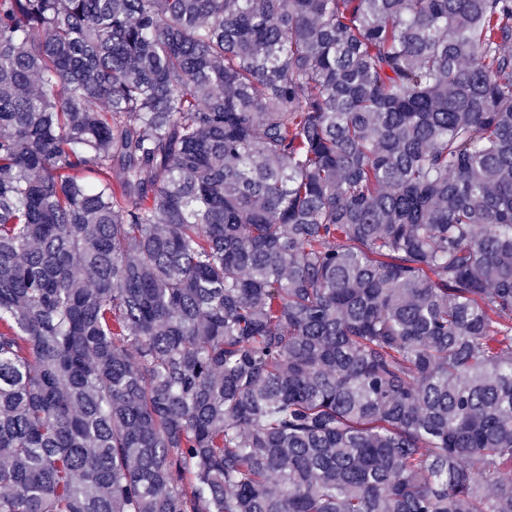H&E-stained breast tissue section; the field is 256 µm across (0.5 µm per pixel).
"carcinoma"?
Here are the masks:
<instances>
[{"instance_id":"1","label":"carcinoma","mask_w":512,"mask_h":512,"mask_svg":"<svg viewBox=\"0 0 512 512\" xmlns=\"http://www.w3.org/2000/svg\"><path fill=\"white\" fill-rule=\"evenodd\" d=\"M512 0H0V512H512Z\"/></svg>"}]
</instances>
